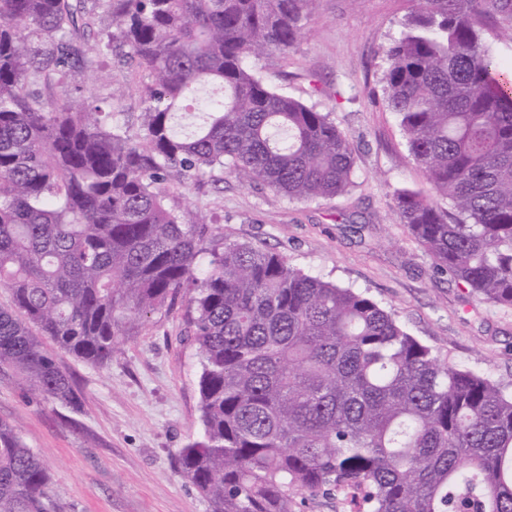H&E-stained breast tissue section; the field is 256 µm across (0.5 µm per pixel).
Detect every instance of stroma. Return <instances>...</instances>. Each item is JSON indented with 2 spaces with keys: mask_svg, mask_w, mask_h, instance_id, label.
<instances>
[{
  "mask_svg": "<svg viewBox=\"0 0 512 512\" xmlns=\"http://www.w3.org/2000/svg\"><path fill=\"white\" fill-rule=\"evenodd\" d=\"M416 6L313 0L288 53L255 62L276 88L331 113L348 135L356 150L350 192L296 200L226 173L175 186L174 200L228 240L275 249L311 275L367 292L440 359L512 391V308L478 299L438 270L393 210L397 190H430L380 83L384 50ZM88 49L96 65L79 79L83 97H111L113 111L134 120L141 70L118 66L102 35ZM183 314L177 306L149 315L104 367L56 351L79 396L75 410L48 404L22 375L0 371V420L41 456L63 512H210L176 464L201 428L199 362Z\"/></svg>",
  "mask_w": 512,
  "mask_h": 512,
  "instance_id": "35a3bbf8",
  "label": "stroma"
}]
</instances>
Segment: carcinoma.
Returning <instances> with one entry per match:
<instances>
[{
    "label": "carcinoma",
    "instance_id": "1",
    "mask_svg": "<svg viewBox=\"0 0 512 512\" xmlns=\"http://www.w3.org/2000/svg\"><path fill=\"white\" fill-rule=\"evenodd\" d=\"M312 2L0 0V368L72 409L45 341L105 366L180 304L202 432L177 463L210 512H295L319 493L346 512H512V393L439 359L365 293L171 203L170 182L226 171L292 199L349 192L348 137L252 63L288 54ZM418 2L382 83L431 194L397 190L396 214L439 269L512 307V81L486 40L512 36V0ZM102 23L107 48L148 72L135 132L73 100ZM0 512H62L3 421Z\"/></svg>",
    "mask_w": 512,
    "mask_h": 512
}]
</instances>
